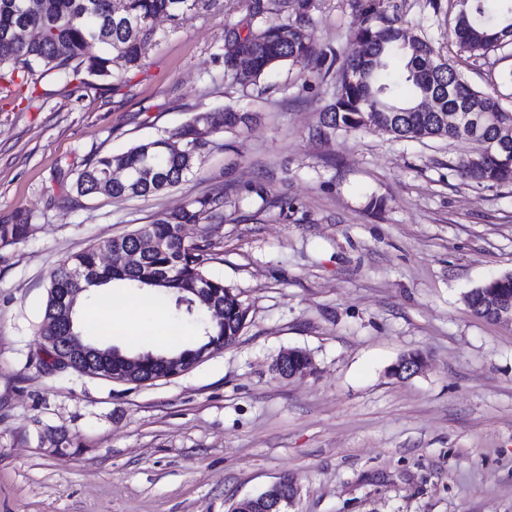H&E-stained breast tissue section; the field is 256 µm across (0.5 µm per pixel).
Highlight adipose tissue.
<instances>
[{
	"label": "adipose tissue",
	"mask_w": 512,
	"mask_h": 512,
	"mask_svg": "<svg viewBox=\"0 0 512 512\" xmlns=\"http://www.w3.org/2000/svg\"><path fill=\"white\" fill-rule=\"evenodd\" d=\"M79 314L96 330L100 340L132 344L147 339L158 350L179 346L180 337L170 320L166 303L153 296H106Z\"/></svg>",
	"instance_id": "1"
}]
</instances>
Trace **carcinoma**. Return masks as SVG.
Here are the masks:
<instances>
[{
	"label": "carcinoma",
	"instance_id": "obj_1",
	"mask_svg": "<svg viewBox=\"0 0 512 512\" xmlns=\"http://www.w3.org/2000/svg\"><path fill=\"white\" fill-rule=\"evenodd\" d=\"M490 0H456L454 36L463 53L500 49L512 44V3L500 0L491 11ZM187 0H123L113 9V0H0V69L22 77L43 79L53 76L71 81L82 73L112 85L120 84L130 68L144 65L145 50L153 22L166 16L177 19ZM292 13L281 23L265 25L267 16L283 9ZM314 0H247L249 25L257 28L246 35L232 30L224 45V78L242 90L255 91L271 70L298 58L314 66L309 80L334 81L333 99L319 113L312 135L329 139L338 132L376 130L395 140L420 141L459 136L448 129V110L467 103L478 106L483 137L489 141L483 155L459 159L454 167L478 184L512 182V111L504 109L499 95L472 88L461 72L442 59L432 41L408 40V28L391 21L377 26L379 0H371L360 25L353 32L359 43L355 54L342 58L334 51H319L314 42ZM102 48L90 55L89 43ZM398 58L402 69L392 74L389 63ZM425 95L436 96L441 105L435 112H418L416 105ZM212 133L219 134L245 123V114L228 107L208 113ZM198 120L178 131L139 143L118 156H99L85 164L75 181L80 197L108 194L114 198H149L185 182L209 148L199 137ZM125 169L119 180L112 179L116 165ZM236 201L224 192L195 197L184 206L157 214L148 225L161 248L145 253L136 266H101L99 252L110 251L114 241L76 252L50 274L42 323L54 321L55 289L67 288L62 272L66 266L95 267L104 274L100 287L123 281L131 288H155L191 298L189 289L206 284L225 301L224 323L205 328L194 348L183 347L168 357L191 358L212 346L219 351L233 344L248 318V307L237 310L239 294L224 282L210 278L203 265L211 243L205 236L182 241L180 227L186 224H222L224 212ZM28 217L16 215L0 222V245L27 238ZM494 292L512 299V273L491 279L465 295L468 306L480 303Z\"/></svg>",
	"mask_w": 512,
	"mask_h": 512
}]
</instances>
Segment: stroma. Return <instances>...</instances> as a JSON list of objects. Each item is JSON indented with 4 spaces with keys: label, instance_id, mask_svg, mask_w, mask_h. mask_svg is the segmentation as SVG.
Instances as JSON below:
<instances>
[{
    "label": "stroma",
    "instance_id": "35a3bbf8",
    "mask_svg": "<svg viewBox=\"0 0 512 512\" xmlns=\"http://www.w3.org/2000/svg\"><path fill=\"white\" fill-rule=\"evenodd\" d=\"M365 2L315 0L317 47L348 56ZM380 11L455 60L452 0L437 12L383 0ZM245 16V0H200L179 22L159 20L145 66L117 87L0 82V222L22 212L32 226L0 247V512H229L286 473L299 487L292 512H512V325L464 302L512 273V183L453 170L478 149L467 140L312 137L334 84L297 81L306 62L243 96L224 80V37ZM462 71L512 109L501 81L512 46L474 52ZM228 106L252 121L214 135L186 183L70 202L93 157ZM218 190L237 211L188 236L207 237V274L249 308L236 343L139 387L48 369L39 321L51 272ZM291 348L313 370L284 380L272 365ZM411 352L420 373L391 376Z\"/></svg>",
    "mask_w": 512,
    "mask_h": 512
}]
</instances>
